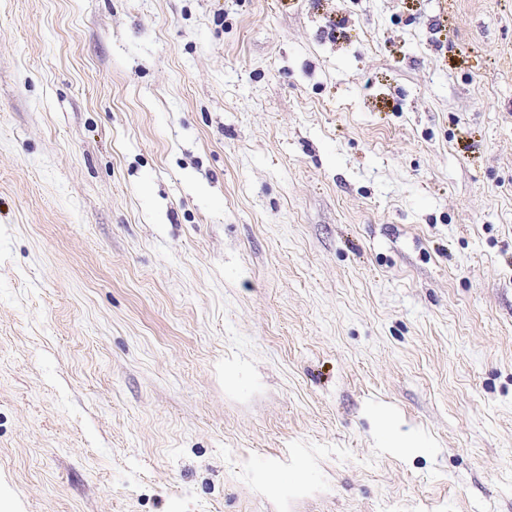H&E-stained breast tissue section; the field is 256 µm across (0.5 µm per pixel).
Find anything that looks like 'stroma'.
Instances as JSON below:
<instances>
[{
	"label": "stroma",
	"mask_w": 512,
	"mask_h": 512,
	"mask_svg": "<svg viewBox=\"0 0 512 512\" xmlns=\"http://www.w3.org/2000/svg\"><path fill=\"white\" fill-rule=\"evenodd\" d=\"M0 512H512V0H0Z\"/></svg>",
	"instance_id": "obj_1"
}]
</instances>
